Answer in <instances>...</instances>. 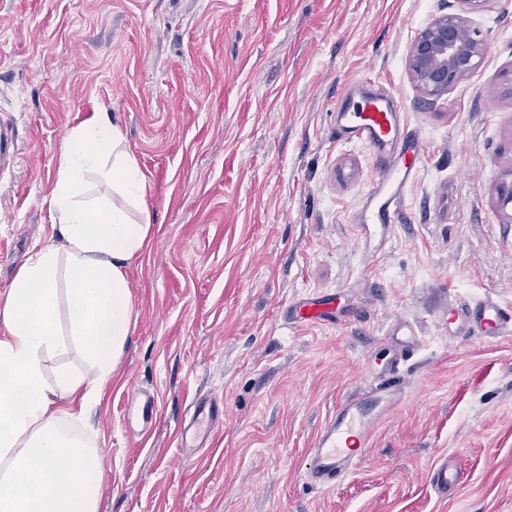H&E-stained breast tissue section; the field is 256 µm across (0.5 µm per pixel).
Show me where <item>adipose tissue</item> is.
<instances>
[{
  "mask_svg": "<svg viewBox=\"0 0 512 512\" xmlns=\"http://www.w3.org/2000/svg\"><path fill=\"white\" fill-rule=\"evenodd\" d=\"M95 174L121 202L86 198ZM147 179L109 113L74 127L60 148L50 194L63 249L35 252L0 298V512H97L100 454L71 431L64 398L93 402L117 370L130 334L126 270L148 247ZM67 327L59 329L57 318ZM69 334L90 364L87 374L45 376L48 357Z\"/></svg>",
  "mask_w": 512,
  "mask_h": 512,
  "instance_id": "obj_1",
  "label": "adipose tissue"
}]
</instances>
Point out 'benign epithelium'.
<instances>
[{
  "label": "benign epithelium",
  "mask_w": 512,
  "mask_h": 512,
  "mask_svg": "<svg viewBox=\"0 0 512 512\" xmlns=\"http://www.w3.org/2000/svg\"><path fill=\"white\" fill-rule=\"evenodd\" d=\"M481 56V44L466 34L464 19L444 14L416 36L408 69L412 82L422 94L438 97L475 69Z\"/></svg>",
  "instance_id": "obj_1"
}]
</instances>
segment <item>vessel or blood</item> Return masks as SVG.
<instances>
[{
    "label": "vessel or blood",
    "mask_w": 512,
    "mask_h": 512,
    "mask_svg": "<svg viewBox=\"0 0 512 512\" xmlns=\"http://www.w3.org/2000/svg\"><path fill=\"white\" fill-rule=\"evenodd\" d=\"M336 130L344 139L368 146L375 156L377 174L365 196L359 232L364 241L386 243L393 233L404 189L416 177L422 141L408 131L397 99L373 93L364 94L362 103L339 110ZM454 317L461 334L470 335L477 330L488 338L512 334V312L491 293L464 305ZM284 319L292 325L336 323V297L310 293L296 298L286 307ZM395 333L398 349L393 362L398 365L418 350L422 342L406 326H397ZM402 399L403 391L398 385L373 382L339 404L316 434L311 450L313 462L305 472L307 481L329 489L347 477L361 462L378 426ZM153 407V396L132 389L123 418L134 422L148 416ZM189 414L188 424L181 428L182 449L205 447L224 426V403L216 397L197 398ZM460 480V469L447 460L430 473L432 486L441 493L453 490Z\"/></svg>",
    "instance_id": "1"
}]
</instances>
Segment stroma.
I'll return each instance as SVG.
<instances>
[{"mask_svg": "<svg viewBox=\"0 0 512 512\" xmlns=\"http://www.w3.org/2000/svg\"><path fill=\"white\" fill-rule=\"evenodd\" d=\"M461 15L478 66L438 97L407 67L417 34ZM394 93L425 145L381 256L355 229L374 165L336 137L357 83ZM109 112L147 178L149 247L127 269L130 337L78 432L107 458L98 512H512V335L452 338L449 305L512 307V0H0V295L58 244L48 199L68 131ZM340 293V323L293 328L285 303ZM404 398L363 463L307 483L318 430L395 351ZM153 393L149 439L121 410ZM224 399L213 447L183 458L192 401ZM463 480L440 496L431 466ZM392 336H400V338L397 342L398 349L391 364V370L398 367L402 361L411 356L422 345V341L416 337L414 331L405 325H398Z\"/></svg>", "mask_w": 512, "mask_h": 512, "instance_id": "35a3bbf8", "label": "stroma"}]
</instances>
